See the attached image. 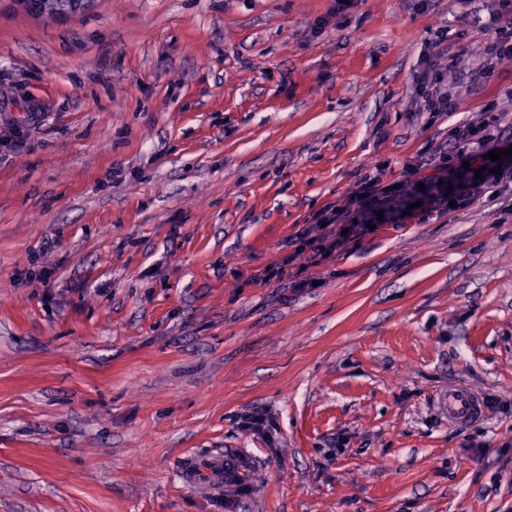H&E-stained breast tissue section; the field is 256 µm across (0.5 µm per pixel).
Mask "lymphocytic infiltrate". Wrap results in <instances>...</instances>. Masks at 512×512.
Instances as JSON below:
<instances>
[{"instance_id":"f902f5d3","label":"lymphocytic infiltrate","mask_w":512,"mask_h":512,"mask_svg":"<svg viewBox=\"0 0 512 512\" xmlns=\"http://www.w3.org/2000/svg\"><path fill=\"white\" fill-rule=\"evenodd\" d=\"M426 111L450 116L463 107L460 93L445 84L440 72L424 73L420 79ZM449 164L466 163L481 168V177L449 184L444 173L423 177L422 181L399 185L383 184L373 176L358 185L344 204H327L310 224L292 240L297 251L326 254L346 238L369 234L372 225L403 222L409 205L420 202L426 208L462 210L486 197L512 193V168H495L490 151L512 141V118L504 112H484L477 120L456 122L448 131Z\"/></svg>"}]
</instances>
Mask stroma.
<instances>
[{
    "instance_id": "obj_1",
    "label": "stroma",
    "mask_w": 512,
    "mask_h": 512,
    "mask_svg": "<svg viewBox=\"0 0 512 512\" xmlns=\"http://www.w3.org/2000/svg\"><path fill=\"white\" fill-rule=\"evenodd\" d=\"M496 9L0 0V512H512V197L289 245L366 174L432 173L426 62L458 120L512 109V60L469 81ZM456 382L482 419L441 413ZM39 7L44 8L46 13L42 17L51 18V15L56 12H65L68 14H76L90 9L95 0H38ZM424 110L438 115L452 116L463 108V98L453 90V86L444 83L439 71L424 73L420 79ZM431 86V89L428 87ZM452 87V88H451Z\"/></svg>"
}]
</instances>
